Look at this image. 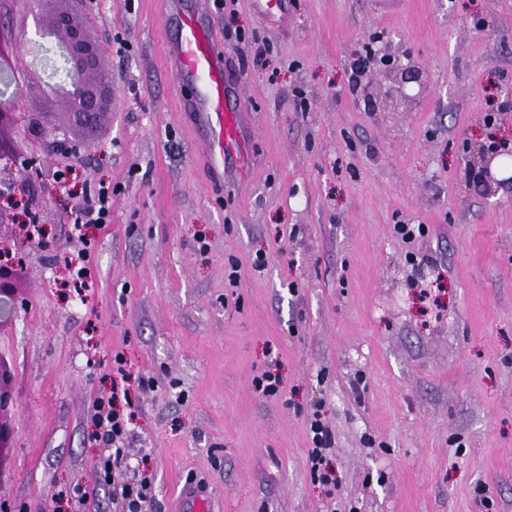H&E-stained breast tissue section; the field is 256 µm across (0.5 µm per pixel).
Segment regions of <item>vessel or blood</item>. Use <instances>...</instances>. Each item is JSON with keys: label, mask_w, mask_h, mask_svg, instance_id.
<instances>
[{"label": "vessel or blood", "mask_w": 512, "mask_h": 512, "mask_svg": "<svg viewBox=\"0 0 512 512\" xmlns=\"http://www.w3.org/2000/svg\"><path fill=\"white\" fill-rule=\"evenodd\" d=\"M166 23L175 28L168 44L179 87L191 95L183 102L185 111L200 121L207 140V156L213 169L234 158L233 177L246 184L252 168L251 141L243 126V114L230 102L232 77L228 61L218 48L208 20L198 0H164Z\"/></svg>", "instance_id": "obj_1"}]
</instances>
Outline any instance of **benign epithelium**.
<instances>
[{
	"mask_svg": "<svg viewBox=\"0 0 512 512\" xmlns=\"http://www.w3.org/2000/svg\"><path fill=\"white\" fill-rule=\"evenodd\" d=\"M81 0H25L23 23L0 24V58L15 55L21 43L30 45V53L38 57L30 75L45 87L47 96L65 106L68 125L79 129L98 127L112 110V73L101 68L105 49L88 35L89 21L75 16L80 13ZM381 46L375 51L374 62H379L389 73V86L384 97L392 106L418 99L424 91L419 70L403 63L393 50V41L379 38ZM52 44L61 65L55 66L44 55L46 44ZM11 130H21L32 139L53 138L56 150L64 155H78L84 149L82 142L59 138L61 128L50 111L21 112L17 98L0 95V155L16 152L15 143L5 136ZM481 159L482 185L498 182L493 172L495 161L509 156L511 151L494 147L477 149ZM14 215L0 207V258L6 253L22 249L26 240L19 234ZM12 274L0 267V328L12 322L17 297L12 288ZM13 400L11 363L0 356V480L8 471L11 448V429L7 413Z\"/></svg>",
	"mask_w": 512,
	"mask_h": 512,
	"instance_id": "benign-epithelium-1",
	"label": "benign epithelium"
}]
</instances>
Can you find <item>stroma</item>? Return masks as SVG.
<instances>
[{
    "instance_id": "35a3bbf8",
    "label": "stroma",
    "mask_w": 512,
    "mask_h": 512,
    "mask_svg": "<svg viewBox=\"0 0 512 512\" xmlns=\"http://www.w3.org/2000/svg\"><path fill=\"white\" fill-rule=\"evenodd\" d=\"M203 6L254 126L241 187L182 116L160 0H84L112 113L69 179L119 192L79 296L55 282L81 247L70 199L50 173L32 186L46 243L0 331V512H113L89 411L118 352L154 381L129 385L153 512H176L190 482L214 512H512V181L487 197L465 177L471 145L512 143V0H288L284 25L252 0ZM383 33L427 83L396 112L370 95L378 67L348 92L357 41ZM398 224L429 232L406 242ZM267 370L274 398L254 387ZM315 406L330 492L307 468ZM77 484L85 504L55 502ZM11 376V377H10ZM13 400L11 363L0 355V481L8 471L11 429L7 413ZM9 442V444H8Z\"/></svg>"
}]
</instances>
